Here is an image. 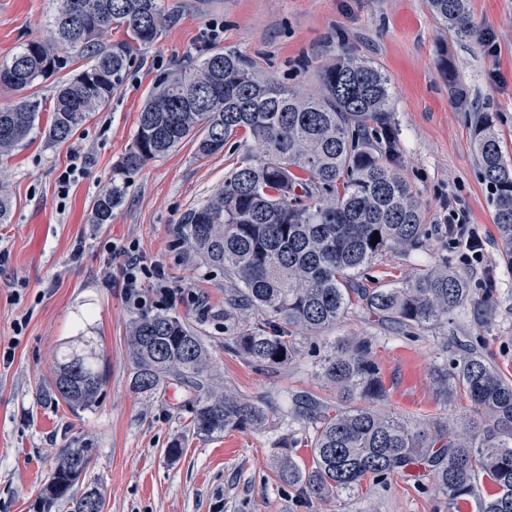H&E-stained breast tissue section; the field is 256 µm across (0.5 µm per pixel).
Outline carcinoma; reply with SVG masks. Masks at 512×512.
Instances as JSON below:
<instances>
[{
	"instance_id": "carcinoma-1",
	"label": "carcinoma",
	"mask_w": 512,
	"mask_h": 512,
	"mask_svg": "<svg viewBox=\"0 0 512 512\" xmlns=\"http://www.w3.org/2000/svg\"><path fill=\"white\" fill-rule=\"evenodd\" d=\"M428 7L455 39L477 36L468 0H428ZM173 19L161 0H56L45 36L0 61V91L16 95L0 107V156L38 126L41 103L26 91L66 64L61 52L73 51L86 63L58 88L46 129L50 142L71 138L105 109L125 79L133 46L152 45ZM114 26L126 39L103 40ZM318 83L304 93L259 75L235 51L203 49L192 64H177L156 79L133 141L90 211L91 223H111L132 175L187 140L207 157L239 134L249 135L256 153H247L220 188L183 215L179 234L206 263L224 270V346L261 370L293 361L302 338L336 327L354 309L410 335L448 326L473 297L468 278L446 265L428 266L391 287L365 284L364 271L378 256L422 247V206L394 164L398 141L387 75L345 53L320 70ZM473 137L504 256L512 260V157L491 113H478ZM12 214L0 179V224L11 223ZM375 234L380 240L372 245ZM127 345L136 392L151 396L171 382L194 392L195 434L268 421L264 402L209 384L202 338L178 317L133 319ZM432 375L438 399L446 403L463 393L474 417L421 424L384 411L387 391L372 337L337 339L319 362V377L336 397L301 392L288 404V418L311 428V463L292 460L285 440L275 476L323 501L422 466L448 507L475 495L484 481L494 493L481 512H512V380L474 350ZM103 382L95 352L68 347L48 392L73 411L86 410ZM92 460L87 445L62 449L40 493L39 512L59 501L71 504V512H103L100 488H79Z\"/></svg>"
}]
</instances>
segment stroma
Instances as JSON below:
<instances>
[{
    "label": "stroma",
    "mask_w": 512,
    "mask_h": 512,
    "mask_svg": "<svg viewBox=\"0 0 512 512\" xmlns=\"http://www.w3.org/2000/svg\"><path fill=\"white\" fill-rule=\"evenodd\" d=\"M175 20L150 47L131 53L125 80L108 107L70 139L44 136L56 90L74 74L66 64L38 79L30 93L42 103L39 127L13 153L0 157L14 202L10 223L0 224V512H37L50 467L66 447L95 450L87 481L104 494L103 512H449L424 470L393 475L362 493L328 502L305 499L278 482L276 445L310 462L307 428L287 417L292 393L328 396L319 361L336 338L376 340L375 359L387 390L388 412L421 421L471 416L461 396L440 403L433 366L471 348L512 378V265L494 224L492 194L475 162L473 109L493 113L512 153V0H469L479 36L453 38L431 15L427 0H162ZM53 0H0V60L39 38ZM219 43L243 54L259 72L289 87H314L319 69L344 51L378 66L389 78L397 165L423 205L424 249L378 257L367 284L376 288L412 277L434 261L462 272L480 301L466 304L444 333L408 336L353 311L322 336L304 341L299 357L272 371L254 368L224 348V274L188 250L177 234L180 218L206 200L239 166L249 147L229 143L199 157L181 144L132 176L108 224H93V198L110 181L129 148L139 112L156 78L206 48L210 25ZM456 69L467 96L458 103L439 72L441 58ZM83 167L68 197L58 193L67 167ZM461 222L476 228L480 251L450 234ZM136 244L159 264L183 298L169 306L196 330L209 354L213 384L264 399L268 422L204 437L192 425V393L179 384L148 397L130 386L127 346L132 319L153 315L136 308L116 286L118 268L106 242ZM23 300H15L18 285ZM27 319L22 334L17 320ZM95 350L107 372L98 401L72 412L47 396L66 346ZM181 442L179 457L165 453Z\"/></svg>",
    "instance_id": "35a3bbf8"
}]
</instances>
